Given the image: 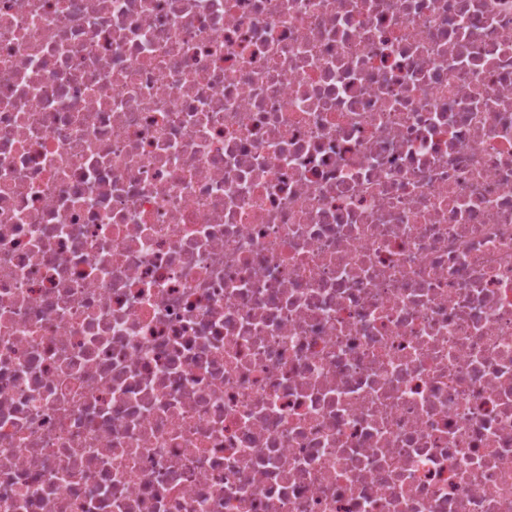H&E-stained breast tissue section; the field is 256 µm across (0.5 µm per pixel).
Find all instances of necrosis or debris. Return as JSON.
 Segmentation results:
<instances>
[{
    "label": "necrosis or debris",
    "instance_id": "1",
    "mask_svg": "<svg viewBox=\"0 0 512 512\" xmlns=\"http://www.w3.org/2000/svg\"><path fill=\"white\" fill-rule=\"evenodd\" d=\"M0 512H512V0H0Z\"/></svg>",
    "mask_w": 512,
    "mask_h": 512
}]
</instances>
